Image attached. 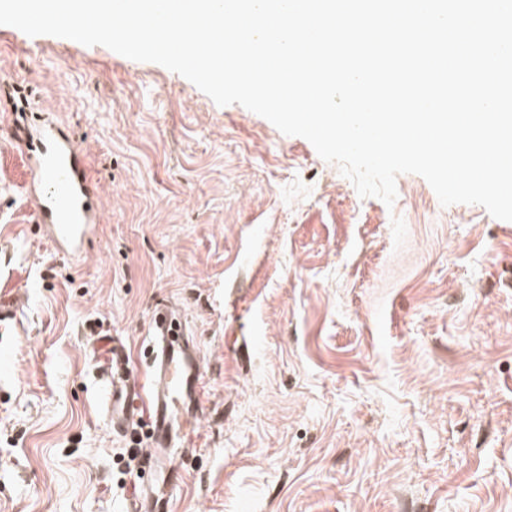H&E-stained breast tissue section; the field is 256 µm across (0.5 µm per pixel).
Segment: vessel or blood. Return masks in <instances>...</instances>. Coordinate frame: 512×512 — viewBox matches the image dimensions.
<instances>
[{
	"mask_svg": "<svg viewBox=\"0 0 512 512\" xmlns=\"http://www.w3.org/2000/svg\"><path fill=\"white\" fill-rule=\"evenodd\" d=\"M15 134L28 160V197L38 224L59 255L80 260L103 220L85 148L48 121L16 127ZM170 318L165 306L151 317L144 375L133 374L130 355L121 343L107 349L97 365L103 409L113 429L140 416L150 442L146 450L150 470L175 485L180 474L171 449L181 435L184 417L197 410L203 385L197 356Z\"/></svg>",
	"mask_w": 512,
	"mask_h": 512,
	"instance_id": "b4317fda",
	"label": "vessel or blood"
}]
</instances>
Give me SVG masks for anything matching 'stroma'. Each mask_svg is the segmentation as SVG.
Masks as SVG:
<instances>
[{
  "label": "stroma",
  "instance_id": "obj_1",
  "mask_svg": "<svg viewBox=\"0 0 512 512\" xmlns=\"http://www.w3.org/2000/svg\"><path fill=\"white\" fill-rule=\"evenodd\" d=\"M0 512H512V222L416 174L361 198L183 76L0 27ZM85 147L103 222L43 237L7 117ZM179 308L205 395L182 481L117 458L93 342Z\"/></svg>",
  "mask_w": 512,
  "mask_h": 512
}]
</instances>
